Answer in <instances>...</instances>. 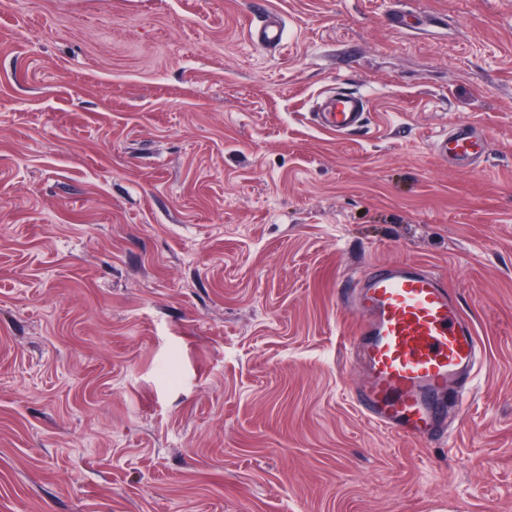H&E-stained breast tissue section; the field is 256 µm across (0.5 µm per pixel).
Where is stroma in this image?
<instances>
[{"mask_svg": "<svg viewBox=\"0 0 512 512\" xmlns=\"http://www.w3.org/2000/svg\"><path fill=\"white\" fill-rule=\"evenodd\" d=\"M400 261L481 345L445 442L351 397ZM0 512H512V0H0ZM284 31L285 24L279 20V17L270 15L261 25L251 29L249 36L257 45L271 50L284 42ZM369 112L368 100L353 88H339L329 112H323L321 127L333 135H346L364 128ZM435 153L448 164L472 168L486 161L488 154L484 130L476 123H457L437 139Z\"/></svg>", "mask_w": 512, "mask_h": 512, "instance_id": "stroma-1", "label": "stroma"}]
</instances>
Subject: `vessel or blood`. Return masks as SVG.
I'll list each match as a JSON object with an SVG mask.
<instances>
[{
	"label": "vessel or blood",
	"instance_id": "1",
	"mask_svg": "<svg viewBox=\"0 0 512 512\" xmlns=\"http://www.w3.org/2000/svg\"><path fill=\"white\" fill-rule=\"evenodd\" d=\"M285 25L270 16L251 29L257 45L274 49ZM368 100L338 89L322 128L346 135L364 128ZM449 164L471 168L485 162L487 139L475 123H457L434 144ZM363 320L350 349L365 373L354 395L372 425L403 439L434 441L448 433L449 409H461L473 389L480 346L472 323L447 286L428 268L394 262L367 267L351 292Z\"/></svg>",
	"mask_w": 512,
	"mask_h": 512
}]
</instances>
